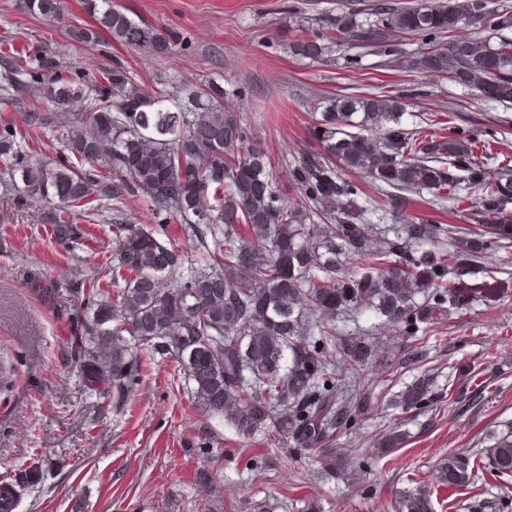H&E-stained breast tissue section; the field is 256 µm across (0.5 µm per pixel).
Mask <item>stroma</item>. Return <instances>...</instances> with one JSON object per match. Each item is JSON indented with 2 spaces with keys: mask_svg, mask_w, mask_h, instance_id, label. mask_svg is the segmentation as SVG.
<instances>
[{
  "mask_svg": "<svg viewBox=\"0 0 512 512\" xmlns=\"http://www.w3.org/2000/svg\"><path fill=\"white\" fill-rule=\"evenodd\" d=\"M134 21L173 35V51L153 57L103 36L86 48L67 31L29 14L23 0H0V69L16 50L54 57L78 82L94 85L114 63L148 91L184 97L186 86L224 87L226 111L240 116L249 137L261 140L273 162L317 151L310 128L317 103L339 95L389 92L405 95L407 110L438 123L455 120L472 130L499 163L512 161V104L478 100L474 91L415 70L410 57L417 37L405 39V58L390 61L333 45L321 60L300 59L289 46L303 35L328 33V20L348 6L374 0H113ZM360 68L346 67L348 57ZM38 112L43 123H32ZM26 132L21 158L56 166L72 162L71 129L54 107L37 98L19 99L0 90V130ZM21 180L0 167V481L29 469L38 484L18 487L13 512H254V503L286 501L287 512H394L400 492H429L433 512H470L482 501L508 502L512 484L476 469L470 486H442L438 464L449 451L472 455L512 432V290L453 313L430 336L419 362L386 380L384 366L396 344L380 320L361 310L335 318L337 335L365 336L377 345L367 365L350 369L336 398L346 401L372 384L377 406L357 426L336 435L348 458L345 475H324L311 455L289 457L284 442L239 436L223 419L191 399L186 374L168 357H145L142 379L126 406L104 407L85 392L67 340L76 302L68 291L35 295L34 275L58 282L63 271L96 277L112 267L116 223H135L159 239L175 237L187 257L181 275L205 255L190 225L159 223L142 194L125 197L120 211L108 203L75 208L68 217L89 237L61 245L40 205L25 203ZM486 387L484 401L460 411L403 413L397 396L404 386L429 376L435 386L463 388V369ZM405 430L402 449L383 454L380 442ZM266 474L244 472L246 460Z\"/></svg>",
  "mask_w": 512,
  "mask_h": 512,
  "instance_id": "1",
  "label": "stroma"
}]
</instances>
